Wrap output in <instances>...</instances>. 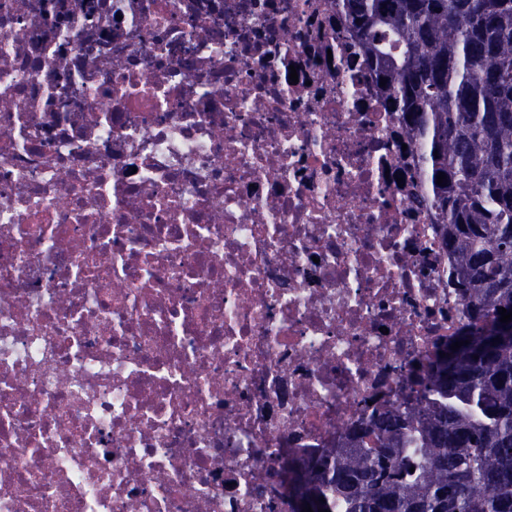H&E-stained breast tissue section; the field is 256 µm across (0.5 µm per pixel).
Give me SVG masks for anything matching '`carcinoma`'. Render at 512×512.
I'll return each mask as SVG.
<instances>
[{
    "instance_id": "obj_1",
    "label": "carcinoma",
    "mask_w": 512,
    "mask_h": 512,
    "mask_svg": "<svg viewBox=\"0 0 512 512\" xmlns=\"http://www.w3.org/2000/svg\"><path fill=\"white\" fill-rule=\"evenodd\" d=\"M329 11L401 114L413 199L442 226L467 322L418 362L396 405L352 423L344 447L299 458L316 466L307 492L330 512H512V321L499 314L512 310V0Z\"/></svg>"
}]
</instances>
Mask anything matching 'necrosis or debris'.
Listing matches in <instances>:
<instances>
[{"mask_svg":"<svg viewBox=\"0 0 512 512\" xmlns=\"http://www.w3.org/2000/svg\"><path fill=\"white\" fill-rule=\"evenodd\" d=\"M324 3L0 0V512H286L464 323Z\"/></svg>","mask_w":512,"mask_h":512,"instance_id":"necrosis-or-debris-1","label":"necrosis or debris"}]
</instances>
